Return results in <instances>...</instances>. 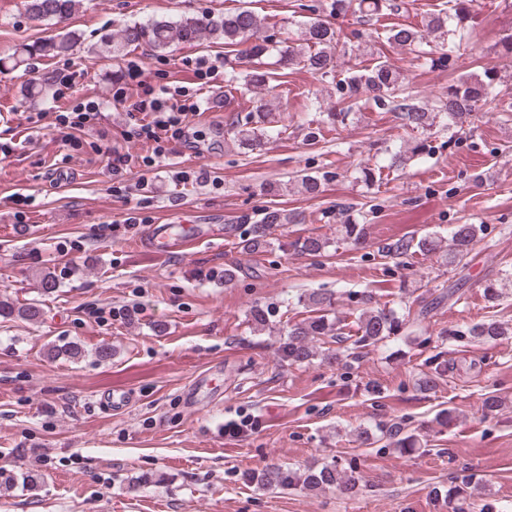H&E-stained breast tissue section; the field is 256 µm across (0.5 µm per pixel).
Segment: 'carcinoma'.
<instances>
[{"label":"carcinoma","instance_id":"carcinoma-1","mask_svg":"<svg viewBox=\"0 0 512 512\" xmlns=\"http://www.w3.org/2000/svg\"><path fill=\"white\" fill-rule=\"evenodd\" d=\"M81 5L82 0H26L29 16L39 21H60L77 12ZM298 8L310 11L314 16L300 23L295 33L283 39L272 34L258 35L263 28V19L245 9L221 15L185 16L177 21L148 20L127 25L112 37V52L118 53L132 45L146 44L164 50L175 44H193L205 37L221 40L224 48L234 53L235 57L245 55L254 61L251 72L245 77V85L267 90L271 76L263 69L262 58L275 48L284 65L305 69L321 80L335 84L336 102L334 110L327 113V118L338 123L345 122L353 112L374 108L395 112L405 126L424 132L438 124L444 128L450 124H462L484 110L512 112V91L498 87L497 71L493 67L485 69L481 76L459 77L448 86L446 92L426 102L417 101L408 91L400 72L379 57L367 65H354L347 68L344 74H339L335 58L348 54V51L341 43L340 31L332 27V20L356 12L369 19L385 9H399L396 0H324L318 6L300 3ZM423 27L430 33L439 34L442 38L441 48L425 49L424 34L413 26L389 28L385 31V40L392 47L413 52L416 58L423 59L432 68L454 69L456 59L469 47L476 30L470 0H443L439 7L426 14ZM79 41L80 35L69 31L31 44H21L8 60H0V69L18 67L34 55L57 57L71 54ZM265 112L267 107L261 104L255 111L236 119L234 136L239 146L253 151L264 146L271 138ZM425 152L426 144L415 142L406 150L391 154L388 167L397 168L409 157ZM331 178L329 171L314 176L302 174L300 183L306 193L316 195L323 183ZM295 221L296 215L288 210L268 207L255 223L231 226L230 234L239 237L241 252L252 254L272 245L270 235L273 228ZM480 232L481 226L477 224H457L450 230L446 247L438 237L425 236L418 240L410 237L389 247L386 255L401 258L417 252L438 253L447 263L458 265L474 250L480 240ZM292 247L301 254L316 255L325 248V242L318 237L308 236L295 241ZM300 302L310 308L314 316L289 326L286 338L278 347L281 360L298 366L309 365L319 356L329 363L355 359L358 350L378 347L429 313L426 306L416 314L409 306L401 311L386 307L366 308L356 318V330L350 336L345 334L340 318H330L326 314L327 307L332 305L331 297L311 292L303 295ZM1 314H16L34 320L42 315V310L34 304L18 306L5 300L0 301ZM276 315V311L262 307L251 311L253 324L261 329L273 324ZM448 335L456 338L465 336L477 342L511 339L512 323L488 319L452 330ZM318 336L330 337L336 349L321 350L313 345V339ZM445 374L444 365L436 364L417 379V389L424 393L436 390ZM382 430L390 439V445L401 454L421 448L419 435L405 432L398 425L384 424ZM244 479L263 490H284L300 484L310 491L336 487L347 494L357 492L360 482L355 468L335 457L320 466H308L299 472L270 464L259 471L244 474Z\"/></svg>","mask_w":512,"mask_h":512}]
</instances>
